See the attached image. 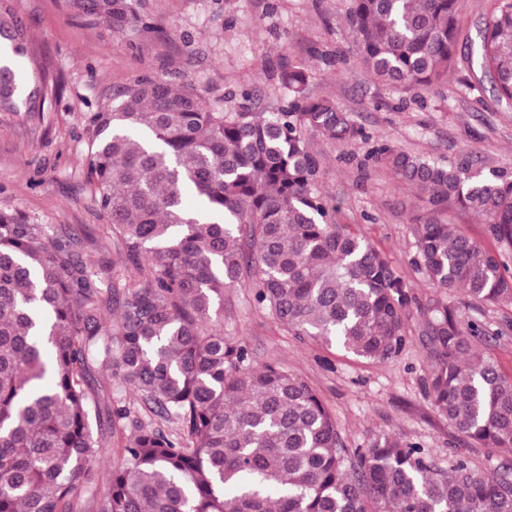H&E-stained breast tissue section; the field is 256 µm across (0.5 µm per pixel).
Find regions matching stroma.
Here are the masks:
<instances>
[{
    "label": "stroma",
    "mask_w": 512,
    "mask_h": 512,
    "mask_svg": "<svg viewBox=\"0 0 512 512\" xmlns=\"http://www.w3.org/2000/svg\"><path fill=\"white\" fill-rule=\"evenodd\" d=\"M351 0H151V11L172 37L160 41L114 33L74 17L63 0H0V14L22 23L38 67L60 81V98L45 124L24 112H0V206L38 217L49 232L71 227L93 238L101 255L122 266L114 239L84 183L87 133L81 117L112 101L114 87L142 74L167 73L191 81L209 105L235 112H278L286 105L281 76L297 66H319L309 86L334 99L373 141L391 144L442 165L469 162L483 171L512 174V108L492 90L468 93L474 72L458 58L447 81L428 93L395 90L355 59L347 24ZM322 162L320 193L336 205V221L369 240L410 286L406 343L385 362L353 358L278 325L245 288L224 291V332L241 340L253 364L277 362L320 395L352 448L394 433L417 443L442 467L468 458L480 471L512 463L493 448L469 447L427 395L422 345L424 309L439 293L411 262L414 225L432 210L416 185L388 167L364 163L359 141L327 143L307 136ZM454 303L465 319L504 329L483 350L512 378V307H477L464 293Z\"/></svg>",
    "instance_id": "stroma-1"
}]
</instances>
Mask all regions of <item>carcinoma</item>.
I'll list each match as a JSON object with an SVG mask.
<instances>
[{
	"mask_svg": "<svg viewBox=\"0 0 512 512\" xmlns=\"http://www.w3.org/2000/svg\"><path fill=\"white\" fill-rule=\"evenodd\" d=\"M76 17L134 37L155 27L149 0H65ZM457 0H352L357 61L401 92L447 79L459 50ZM0 112L47 120L54 83L30 89L17 62L26 30L0 17ZM471 55L512 105V0H497ZM307 67L283 77L282 112H216L190 82L139 77L112 106L84 117V174L124 269L68 228L0 208V512H512V469L443 470L418 444L379 435L349 448L306 381L254 366L224 334V289L247 288L297 336L388 361L406 343L409 285L368 240L335 223L318 193L307 132L370 136L328 98ZM367 158L414 183L436 212L454 204L483 219L486 247L436 218L414 227L415 267L440 298L423 346L435 411L475 447L512 456V379L479 346L503 335L464 321L458 290L512 305V176L468 163L429 164L388 143ZM202 201L191 211L183 196ZM132 391L161 421L112 404ZM131 423L102 482L85 478L105 440Z\"/></svg>",
	"mask_w": 512,
	"mask_h": 512,
	"instance_id": "carcinoma-1",
	"label": "carcinoma"
}]
</instances>
